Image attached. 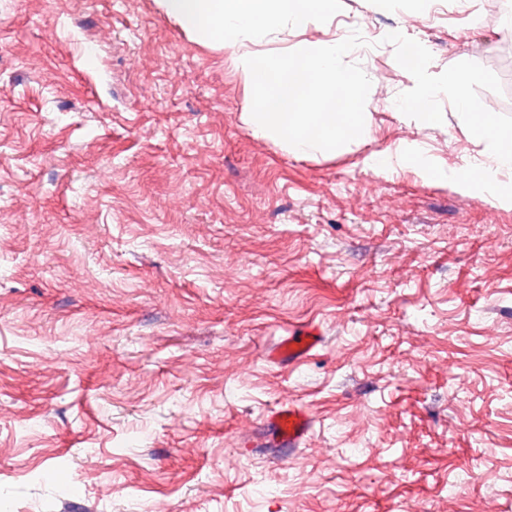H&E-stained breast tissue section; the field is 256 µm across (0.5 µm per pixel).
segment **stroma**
I'll list each match as a JSON object with an SVG mask.
<instances>
[{"instance_id": "obj_1", "label": "stroma", "mask_w": 512, "mask_h": 512, "mask_svg": "<svg viewBox=\"0 0 512 512\" xmlns=\"http://www.w3.org/2000/svg\"><path fill=\"white\" fill-rule=\"evenodd\" d=\"M341 5L262 45L370 42L368 137L303 157L155 0H0V512H512V203L458 182L484 144L445 89L512 130V33ZM288 404L312 431L269 447ZM319 335L315 327L298 329L278 342L271 355L283 361L300 362L308 358L321 343L322 336Z\"/></svg>"}]
</instances>
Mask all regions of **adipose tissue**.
<instances>
[{"label":"adipose tissue","instance_id":"ef3b65f1","mask_svg":"<svg viewBox=\"0 0 512 512\" xmlns=\"http://www.w3.org/2000/svg\"><path fill=\"white\" fill-rule=\"evenodd\" d=\"M469 126L472 133L485 141L489 152V163L469 165L459 172L460 180L487 190L497 200H512V192L500 187L496 175L504 169H512V132L502 129L491 113L470 111Z\"/></svg>","mask_w":512,"mask_h":512}]
</instances>
